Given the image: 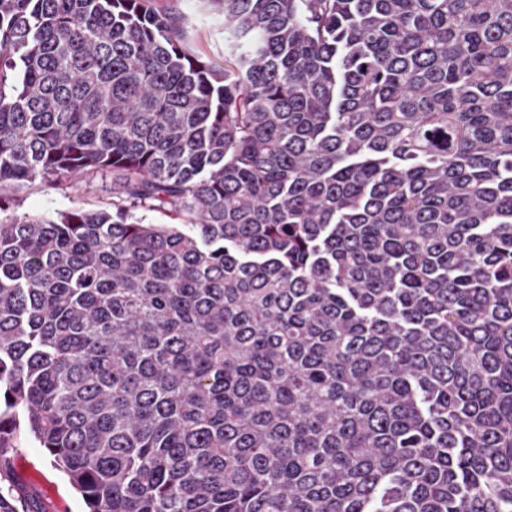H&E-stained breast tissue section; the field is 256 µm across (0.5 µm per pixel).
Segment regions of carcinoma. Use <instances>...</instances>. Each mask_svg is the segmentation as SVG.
<instances>
[{
	"label": "carcinoma",
	"mask_w": 512,
	"mask_h": 512,
	"mask_svg": "<svg viewBox=\"0 0 512 512\" xmlns=\"http://www.w3.org/2000/svg\"><path fill=\"white\" fill-rule=\"evenodd\" d=\"M211 2L222 67L0 0V472L21 421L85 512H512V0ZM112 180L94 181L91 187L84 185L65 191L33 187L24 193L22 203L17 209L21 213H44L69 211L75 208L96 209L110 201L109 187Z\"/></svg>",
	"instance_id": "obj_1"
}]
</instances>
